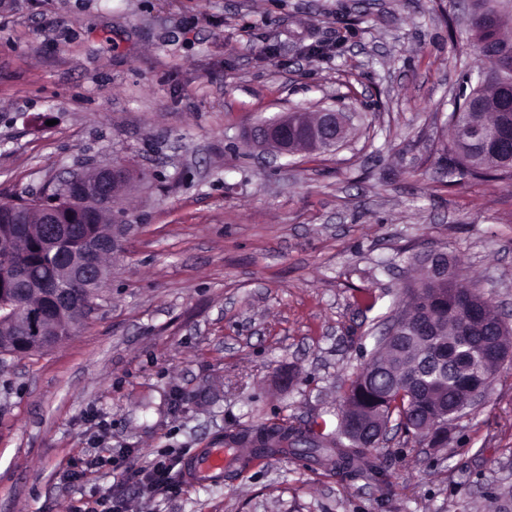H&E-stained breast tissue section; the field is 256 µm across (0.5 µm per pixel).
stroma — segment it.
I'll return each mask as SVG.
<instances>
[{"mask_svg": "<svg viewBox=\"0 0 512 512\" xmlns=\"http://www.w3.org/2000/svg\"><path fill=\"white\" fill-rule=\"evenodd\" d=\"M471 0H8L0 199L120 161L134 227L99 308L53 348L0 357V512H495L512 494V362L448 441L393 429L375 477L272 456L141 495L106 465H179L226 433L336 429L415 255L446 251L512 323V185L450 181V100L480 64ZM353 113L343 145L267 166L245 131Z\"/></svg>", "mask_w": 512, "mask_h": 512, "instance_id": "1", "label": "stroma"}]
</instances>
